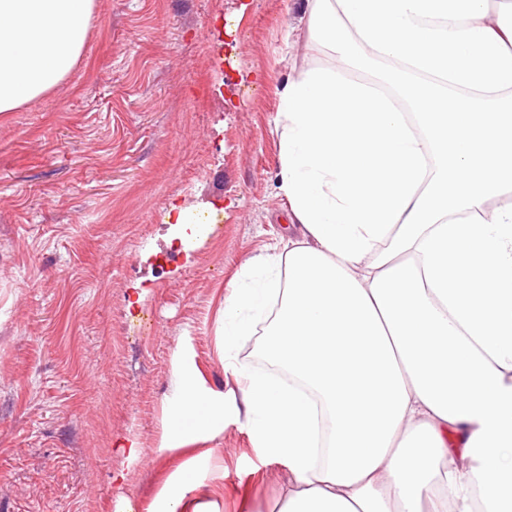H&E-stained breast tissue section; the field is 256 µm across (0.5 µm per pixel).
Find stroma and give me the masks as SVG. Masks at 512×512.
Listing matches in <instances>:
<instances>
[{
    "mask_svg": "<svg viewBox=\"0 0 512 512\" xmlns=\"http://www.w3.org/2000/svg\"><path fill=\"white\" fill-rule=\"evenodd\" d=\"M308 12L307 0H95L68 80L0 114V512L149 499L179 464L154 439L180 340L239 397L213 321L247 260L297 232L277 189L279 94L335 65ZM174 203L211 220L186 253L170 246ZM136 284L146 297L131 309ZM128 435L142 462L117 449ZM209 446L222 512H273L286 466L231 418Z\"/></svg>",
    "mask_w": 512,
    "mask_h": 512,
    "instance_id": "1",
    "label": "stroma"
}]
</instances>
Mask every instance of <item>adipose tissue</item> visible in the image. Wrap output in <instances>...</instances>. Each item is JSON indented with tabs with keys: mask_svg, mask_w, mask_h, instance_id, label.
<instances>
[{
	"mask_svg": "<svg viewBox=\"0 0 512 512\" xmlns=\"http://www.w3.org/2000/svg\"><path fill=\"white\" fill-rule=\"evenodd\" d=\"M93 12L0 0V113L66 80ZM308 28L337 66L279 99L299 234L215 320L242 403L176 347L156 446L183 460L139 512H220L202 445L229 416L287 464L279 512H512V0H309ZM365 60L389 67L342 78ZM254 335L274 372L238 363Z\"/></svg>",
	"mask_w": 512,
	"mask_h": 512,
	"instance_id": "1",
	"label": "adipose tissue"
}]
</instances>
